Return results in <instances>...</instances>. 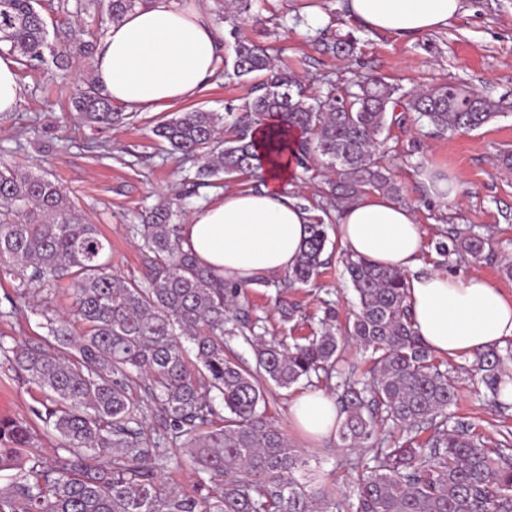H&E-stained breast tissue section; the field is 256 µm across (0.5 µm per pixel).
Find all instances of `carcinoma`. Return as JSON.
<instances>
[{"label": "carcinoma", "mask_w": 512, "mask_h": 512, "mask_svg": "<svg viewBox=\"0 0 512 512\" xmlns=\"http://www.w3.org/2000/svg\"><path fill=\"white\" fill-rule=\"evenodd\" d=\"M39 0H0V42L24 67L52 62L67 77L69 58L92 57L93 45L80 39L45 56L48 23ZM147 0H94L107 21L116 22ZM234 38L232 69L248 80L260 78L238 110L179 112L159 122L154 135L172 154L202 159L192 191L213 181L235 178L261 166L249 134L260 123L298 130L288 145L296 167L308 169L323 158L338 180L310 217L309 234L288 282L307 285L325 265V217L341 203L369 192L397 197L401 187L377 156L395 123L396 109L424 118L436 132L470 131L499 117L503 103L475 95L458 84H442L409 94L382 75L353 83L336 95L326 76V92L307 94L295 74L276 68L266 49ZM73 107L82 122L106 127L122 122L112 100L95 83L76 88ZM232 135H223V124ZM177 211L167 203L151 209L136 228L140 249L151 254L147 283L112 272V246L97 225L86 222L76 205L48 176L0 162V268L20 279L17 298L33 286L69 280L73 312L47 318L49 334L39 343L0 345L10 368L45 392L33 410L59 440L53 463L34 455L30 422L0 417V472L14 470L0 488V512H327L343 504L301 476L307 461L264 414L266 384L288 389L325 374L339 362V337L370 350V378L343 382L339 396L345 448L366 444L378 420L402 431L382 438L374 465L357 478V512H512V455L509 443L487 448L469 424L447 427L445 411L456 398L448 371L441 369L416 334L404 272L345 254L342 259L358 300L352 322L336 324L325 311L320 332L289 345L266 339L261 318L250 314L245 283L214 278L183 247ZM441 254L460 250L482 256L479 235L449 236L436 243ZM248 344L255 368L243 365L232 348ZM501 358L480 355L494 400L506 381L496 374ZM143 391L158 419L152 432L143 425ZM430 425L437 435L417 436ZM181 442L193 467L210 476L204 495L174 491L159 480L170 457L165 441Z\"/></svg>", "instance_id": "obj_1"}]
</instances>
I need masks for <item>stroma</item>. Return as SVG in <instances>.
<instances>
[{
	"label": "stroma",
	"mask_w": 512,
	"mask_h": 512,
	"mask_svg": "<svg viewBox=\"0 0 512 512\" xmlns=\"http://www.w3.org/2000/svg\"><path fill=\"white\" fill-rule=\"evenodd\" d=\"M214 26L224 32V58L233 56L228 33L238 27L241 36L270 47L277 67L288 69L309 94L321 91V75H330L338 89L374 75H383L403 91L456 83L480 95L503 101L507 110L486 126L473 131L427 135L418 113H407L393 125L386 141L385 160L402 186L401 203L416 215L424 239L420 264L425 270L451 275L479 272L491 285L512 297V276L503 270L512 261V172L498 165L501 151L512 150V0H462L461 12L446 28L411 39L365 28L349 17L344 0H255L253 17L236 24L222 20L224 0H206ZM330 35L353 36V54L323 53L321 30ZM87 58L71 61L68 80H60L53 66L19 70L21 102L15 112L0 118V161L47 175L76 204L88 223L97 225L112 243V270L124 278H143L145 259L132 231L145 210L161 202L181 204V223L192 212L224 195L225 189H248L253 177L220 181L186 196L184 177L188 161L169 155L151 133L164 112L134 111L124 123L95 131L82 123L70 105L77 86L91 76ZM252 83L216 71L196 98L175 104L178 112H224L248 96ZM436 169L454 179L455 194L432 197L422 174ZM455 228L460 236L478 234L487 245L482 258L468 254L441 256L436 248L439 231ZM344 246L331 239L324 253L328 263L311 283L282 290L247 286L254 313L276 334L295 339L319 329L325 307H333L339 323L352 319L356 294L342 264ZM15 271L0 269V345L38 342L47 335L45 314L69 313L72 306L67 282L36 290L18 300ZM292 307L291 321L281 319L283 307ZM451 378L456 401L448 409L449 421L472 424L487 447H496L505 432H512V401L496 406L476 370L475 355L452 359ZM305 385L290 389L269 387L267 413L288 440L301 448L313 474L320 476L336 499L355 500L357 465L367 463L368 449L349 451L338 436L311 441L303 438L290 416L293 400ZM44 399L32 381L0 367V416L32 419ZM172 462L163 482L187 492L208 484L207 474L196 472L184 449L164 445Z\"/></svg>",
	"instance_id": "1"
}]
</instances>
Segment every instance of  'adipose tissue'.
Segmentation results:
<instances>
[{"instance_id":"obj_1","label":"adipose tissue","mask_w":512,"mask_h":512,"mask_svg":"<svg viewBox=\"0 0 512 512\" xmlns=\"http://www.w3.org/2000/svg\"><path fill=\"white\" fill-rule=\"evenodd\" d=\"M462 0H347L346 10L369 29L398 38L447 26ZM221 39L202 0H148L112 23L92 63L112 101L160 111L201 93L215 73ZM263 166L259 189L229 190L205 204L183 228L184 248L218 278L244 282L280 277L298 257L309 214L285 188L288 154H272L265 126L252 132ZM336 235L372 263L413 271L407 303L417 335L435 355L456 358L512 340V299L478 274L418 272L423 250L413 210L389 197L364 195L338 215ZM297 430L308 439L332 436L342 415L325 392L297 397Z\"/></svg>"}]
</instances>
